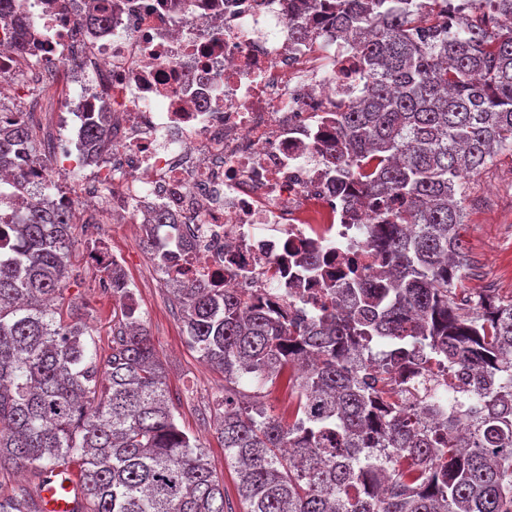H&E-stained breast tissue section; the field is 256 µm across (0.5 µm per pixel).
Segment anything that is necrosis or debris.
Instances as JSON below:
<instances>
[{
  "mask_svg": "<svg viewBox=\"0 0 512 512\" xmlns=\"http://www.w3.org/2000/svg\"><path fill=\"white\" fill-rule=\"evenodd\" d=\"M299 0H19L18 26L0 27V100L16 96L21 65L49 63L77 81L67 46L80 37L101 74L59 99L71 124L60 155L111 189L113 210L160 208L176 222L159 245L184 238L174 274L252 290L309 317L329 305L319 277L287 288L291 256L316 245L328 271L378 268L360 225L376 210L359 184L336 194L326 155L329 115L363 82L356 48L334 9ZM106 24H99V15ZM307 30L308 39L297 37ZM110 105L112 154L84 147L93 112Z\"/></svg>",
  "mask_w": 512,
  "mask_h": 512,
  "instance_id": "1",
  "label": "necrosis or debris"
}]
</instances>
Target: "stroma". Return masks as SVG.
I'll use <instances>...</instances> for the list:
<instances>
[{
    "label": "stroma",
    "mask_w": 512,
    "mask_h": 512,
    "mask_svg": "<svg viewBox=\"0 0 512 512\" xmlns=\"http://www.w3.org/2000/svg\"><path fill=\"white\" fill-rule=\"evenodd\" d=\"M16 82L21 95L15 106L31 114L45 145L56 147L63 126L58 98L77 94L79 85L59 82L50 88L45 82H30L21 76ZM76 217L74 267L67 281V297L77 305L97 347L108 350L120 305L111 291L101 288V269L90 259L94 243H104L118 257L138 303L141 323L164 363L180 428L197 437L225 488H233L235 474L224 460V443L218 433L224 374L202 361L188 345L179 308L150 252L140 243L141 224L113 223L105 203L96 208L77 203ZM461 221L471 264L464 288L472 294L490 284L495 297H512V152H500L492 163L465 180Z\"/></svg>",
    "instance_id": "obj_1"
}]
</instances>
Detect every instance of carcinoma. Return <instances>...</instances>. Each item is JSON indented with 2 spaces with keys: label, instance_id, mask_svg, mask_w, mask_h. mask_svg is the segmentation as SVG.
I'll return each instance as SVG.
<instances>
[{
  "label": "carcinoma",
  "instance_id": "1",
  "mask_svg": "<svg viewBox=\"0 0 512 512\" xmlns=\"http://www.w3.org/2000/svg\"><path fill=\"white\" fill-rule=\"evenodd\" d=\"M336 0V22L368 68L369 92L334 112L326 158L336 190L355 178L383 200L364 243L391 259L386 281L327 282L332 305L308 320L244 292L165 275L189 346L224 372L221 438L243 512H512V298L456 302L466 275L463 180L512 152V0ZM112 150L108 113L86 127ZM37 150L30 118L0 121V170ZM28 203L0 223V470L27 482L0 492V512H45L57 467L77 468L78 512H236L196 437L178 426L165 369L141 327L121 268L102 281L121 301L112 351L90 344L64 296L75 208L55 207L18 172ZM376 359L366 371L357 360ZM433 357L497 379L422 422L401 366ZM288 375V416L239 390ZM466 414L470 429L456 418Z\"/></svg>",
  "mask_w": 512,
  "mask_h": 512
}]
</instances>
